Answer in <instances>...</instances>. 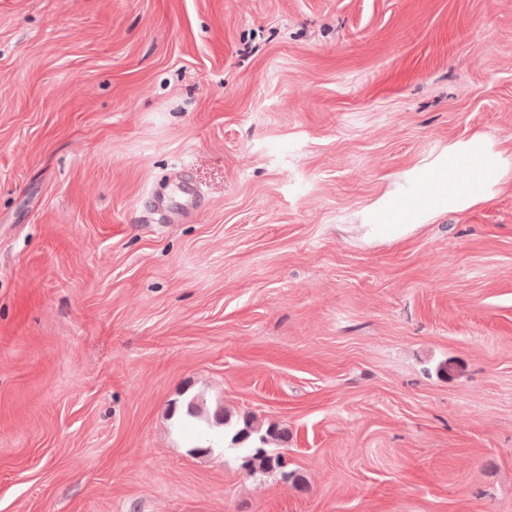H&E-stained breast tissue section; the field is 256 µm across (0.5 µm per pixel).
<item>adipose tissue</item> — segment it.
I'll use <instances>...</instances> for the list:
<instances>
[{"instance_id": "obj_1", "label": "adipose tissue", "mask_w": 512, "mask_h": 512, "mask_svg": "<svg viewBox=\"0 0 512 512\" xmlns=\"http://www.w3.org/2000/svg\"><path fill=\"white\" fill-rule=\"evenodd\" d=\"M508 162L479 136L449 146L433 168L412 172L397 195L383 197L364 212L370 233L405 235L437 215L486 199L504 177Z\"/></svg>"}]
</instances>
